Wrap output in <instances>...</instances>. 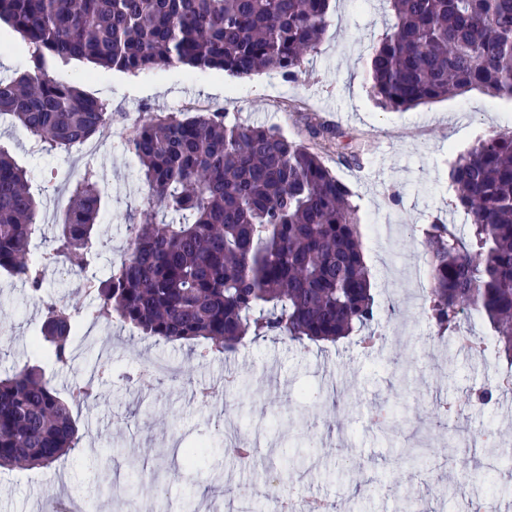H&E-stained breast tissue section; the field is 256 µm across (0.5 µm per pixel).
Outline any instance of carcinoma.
<instances>
[{"instance_id": "cac0c4a2", "label": "carcinoma", "mask_w": 512, "mask_h": 512, "mask_svg": "<svg viewBox=\"0 0 512 512\" xmlns=\"http://www.w3.org/2000/svg\"><path fill=\"white\" fill-rule=\"evenodd\" d=\"M393 23L372 48V88L389 109H411L476 89L512 99V0H388ZM331 0H0V22L28 45L27 67L0 79V118L17 121L38 151L69 152L100 136L108 103L49 75L72 60L140 74L175 65L288 80L318 49ZM310 144L275 128L227 124L219 112H152L125 141L150 189L148 206L175 221L129 224V246L101 279L95 226L103 174L87 165L50 247L28 171L0 149V271L43 292L51 265L89 275L90 307H42L50 357L74 359L81 320L117 319L143 337L202 345L223 356L243 339L304 345L369 327L376 308L351 191L324 165L339 133L303 115ZM454 205L471 220L425 229V313L437 334H456L473 310L512 366V132L480 139L449 171ZM25 364L0 376V468L49 466L78 446L72 406ZM189 484L201 448L182 449Z\"/></svg>"}]
</instances>
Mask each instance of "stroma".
Instances as JSON below:
<instances>
[{"label": "stroma", "mask_w": 512, "mask_h": 512, "mask_svg": "<svg viewBox=\"0 0 512 512\" xmlns=\"http://www.w3.org/2000/svg\"><path fill=\"white\" fill-rule=\"evenodd\" d=\"M388 24L382 0H332L326 38L293 82L274 72L236 78L183 66L134 76L78 60L57 69L59 78L109 104L116 134L147 113L184 112L189 102L203 101L227 121L273 127L299 140L302 125L293 105H313L344 134V157L332 153L323 161L350 188L358 208L377 301L374 328L383 340L365 353L350 337L304 346L248 338L235 355L201 359L193 347L144 339L116 322H85L70 365L45 354L38 360L58 394H67L77 380H93L94 399L72 410L80 444L47 468L0 470V512H35L41 498L68 496L84 500L93 512H121L129 505L124 483L100 463L108 448L118 449L116 464L131 456L139 460V502L172 512L191 493L199 512L215 507L236 512L231 503L239 498L247 500L249 512H267L269 469L278 470L282 488L336 500L340 512H408L417 496L427 512H463L473 496L489 498L497 512H512V391L499 395L490 409L466 406L473 390L495 385L506 364L492 355L462 354L437 339L424 313L428 283L422 245L424 228L437 219L468 233L465 213L452 206L448 172L478 138L512 131V100L472 91L406 111L381 108L370 93L369 63ZM0 146L30 171L34 188L43 190L42 220L50 235L60 214L56 196L68 194L86 164L104 172L98 277L123 254L128 223L163 220L148 209V187L124 145L101 143L89 160L74 153L36 155L27 132L5 120ZM47 300L90 302L81 276L59 267L47 269L39 296L0 272V372L29 360ZM168 361L183 368L181 379L159 377L148 389L138 388L145 363ZM227 375L250 382L249 392L232 401L240 434L263 430L258 463L245 471L224 450L219 406L204 407L194 399L195 385L213 387ZM304 389L321 393V401L300 404ZM449 399L462 404L463 412L438 420L436 405ZM382 403L402 423L393 449L362 423L369 409ZM300 416L305 422L299 432L315 437L316 451L304 468L285 471L280 452L294 432L284 421ZM487 426L495 434L492 450L504 460L490 480L474 468L490 449L479 445L463 455L457 450L459 435ZM197 443L207 453L198 483L190 487L172 462V450ZM416 444L425 465L405 454ZM106 482L115 496L102 495Z\"/></svg>", "instance_id": "35a3bbf8"}]
</instances>
